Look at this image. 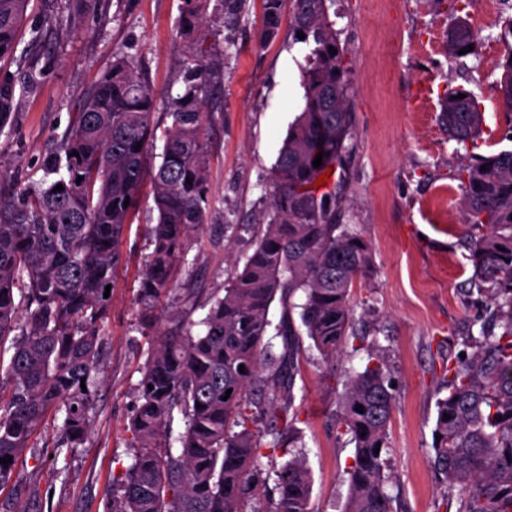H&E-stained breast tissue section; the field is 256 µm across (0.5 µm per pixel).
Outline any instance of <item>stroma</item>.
<instances>
[{
    "label": "stroma",
    "instance_id": "obj_1",
    "mask_svg": "<svg viewBox=\"0 0 512 512\" xmlns=\"http://www.w3.org/2000/svg\"><path fill=\"white\" fill-rule=\"evenodd\" d=\"M488 0H336L328 15L343 49L354 112L353 156L341 171L340 223L369 246L364 276L353 288V336L335 366L318 365L316 349L295 385L292 409L303 433L313 475L314 512H341L346 470L354 448L336 425L350 370L368 359L373 342L395 384L385 474L397 512H446V488L430 463L435 402L443 365L454 359L477 320L493 308L471 284L470 233L459 175L478 155L512 149V124L500 106L497 81L507 47L500 37L504 11ZM182 0H97L74 16L71 0H31L27 27L46 29L40 44L19 54L44 69L39 88L21 96L15 130L0 136V165L26 176L55 136L75 117L95 81L123 53L137 59L155 93L178 88L189 61L178 28ZM218 0H203L206 25L196 48L224 56V73L207 101V187L213 201L202 231L165 311L192 322L205 299L223 296L224 284L252 253L263 224L265 184L288 128L304 106L300 71L311 50L283 13L277 36L262 43V0H247L233 27L214 21ZM481 32L473 53L450 54L459 23ZM432 83L442 93L473 94L484 116L474 145L451 140L440 122L439 99L416 96ZM156 223L152 185L143 182L139 205L122 238L124 265L103 325L107 342L92 428L76 448L59 447L60 414L49 413L33 433L11 478L0 486V512H106L112 476L131 456L130 422L149 342L140 325L138 277L151 251Z\"/></svg>",
    "mask_w": 512,
    "mask_h": 512
}]
</instances>
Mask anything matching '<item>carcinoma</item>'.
Segmentation results:
<instances>
[{
    "instance_id": "cac0c4a2",
    "label": "carcinoma",
    "mask_w": 512,
    "mask_h": 512,
    "mask_svg": "<svg viewBox=\"0 0 512 512\" xmlns=\"http://www.w3.org/2000/svg\"><path fill=\"white\" fill-rule=\"evenodd\" d=\"M30 2L0 0V62L15 57ZM198 2H184L185 34L198 24ZM219 2L224 18L236 20L247 0ZM284 2L263 0L262 40L276 37ZM327 2L290 0L293 32L314 44L302 72L304 107L270 172L267 224L198 333L183 323L158 329L156 305L172 290L212 207L205 107L223 57L192 58L183 86L161 100L131 57L117 56L27 183L0 169V348L13 336L8 399L0 393V459L12 461L0 464V485L49 410L64 409L59 445L77 447L90 433L102 326L112 305L105 287L115 282L124 227L149 171L157 223L138 300L151 349L130 423L132 460L112 477L107 512H241L249 501L268 504L253 512H313L306 463L294 454L278 466L274 455L300 440L288 412L305 355L302 336L325 366H334L353 324L352 289L368 262L366 243L336 223L339 185L314 187L328 168L345 164L354 137L350 81ZM480 40L460 24L451 46L467 52ZM502 69L498 92L512 125L511 46ZM42 74L37 60L19 76L0 70V135L13 132L18 100ZM160 108L168 126L159 162L149 168ZM440 119L450 138L465 144L474 141L483 115L471 94L457 99L452 92ZM462 187L473 279L477 292L490 296L495 321L466 341L472 352L445 367L430 464L457 493L456 512H512V150L475 158ZM277 298L282 312L275 323L270 308ZM394 402L386 365L368 354L350 372L336 420L354 444L343 512H394L384 474ZM177 415L184 431L174 438Z\"/></svg>"
}]
</instances>
